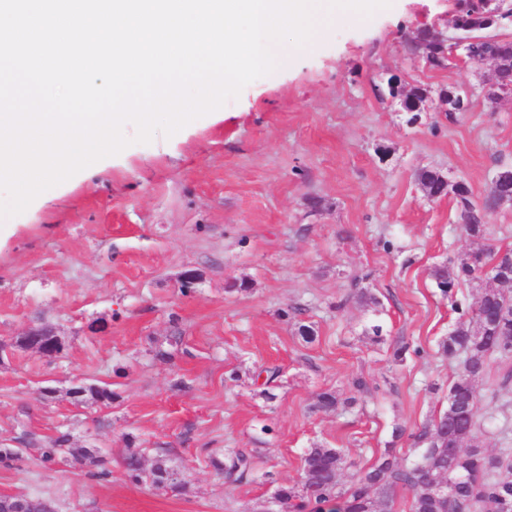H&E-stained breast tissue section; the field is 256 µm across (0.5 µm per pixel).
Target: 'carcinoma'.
<instances>
[{
    "instance_id": "obj_1",
    "label": "carcinoma",
    "mask_w": 512,
    "mask_h": 512,
    "mask_svg": "<svg viewBox=\"0 0 512 512\" xmlns=\"http://www.w3.org/2000/svg\"><path fill=\"white\" fill-rule=\"evenodd\" d=\"M486 12L485 0H458L455 20L475 34L468 59L495 56L501 79L512 84V41L481 34L489 29ZM409 46L433 69L444 67L448 61L436 49L426 28L416 31ZM419 182L432 198L446 195L436 171L421 172ZM466 230L478 245L470 263L459 262L451 270L446 265L433 270L437 288L458 314L455 326L439 343L444 357H462L461 367L448 386V410L410 433L394 427L391 440L385 443L376 462L356 469L346 486L328 478V474L348 466L341 449H307L301 457L302 476L306 479L302 490L283 485L277 489V498L294 512H394V493L398 489L410 493L409 512H448V503L428 492L432 484L446 479L456 481L457 496L468 512H512V449L488 456L475 441L479 427V384L489 379L492 364L512 358V322L495 319L501 306L512 305V287L486 289L488 298L471 308L459 307L455 300L461 283L476 282L479 270L501 252L512 255V249L502 251L488 244L482 225L472 224ZM339 405L340 400L333 392L325 391L316 397L315 409L319 412H334ZM404 437L422 449L418 459L407 463L398 461L394 455L397 443ZM68 442L65 434L45 441L43 461L55 463ZM123 467L132 481L140 482L146 476L154 485L166 482L172 472L162 458L146 468L142 453L135 450L123 457ZM215 467L227 484L244 482L256 469L252 455L240 449L225 452L224 460L215 463Z\"/></svg>"
}]
</instances>
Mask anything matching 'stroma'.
<instances>
[{
  "label": "stroma",
  "instance_id": "35a3bbf8",
  "mask_svg": "<svg viewBox=\"0 0 512 512\" xmlns=\"http://www.w3.org/2000/svg\"><path fill=\"white\" fill-rule=\"evenodd\" d=\"M454 18L455 0L339 12L221 108L148 143L127 125L131 145L10 217L0 344L43 323L65 352L0 358V448L20 451L0 466V495L57 512H262L278 486L300 485L306 449L338 448L367 467L394 426L447 407L457 364L438 343L457 315L432 272L473 244L455 200L427 197L417 174L465 182L478 203L512 165V96L481 93L494 65L454 55L432 70L408 51L417 29L449 35ZM393 85L425 90L419 117ZM451 85L469 93L453 116L441 101ZM402 341L412 352L398 365ZM270 365L282 370L271 400L256 378ZM98 381L116 392L111 406L67 399ZM327 389L343 401L329 415L314 409ZM479 393L476 437L495 455L512 436V388ZM62 432L92 460L42 463V440ZM131 447L150 463L165 456L184 491L130 480ZM229 448L252 450V480L217 475Z\"/></svg>",
  "mask_w": 512,
  "mask_h": 512
}]
</instances>
